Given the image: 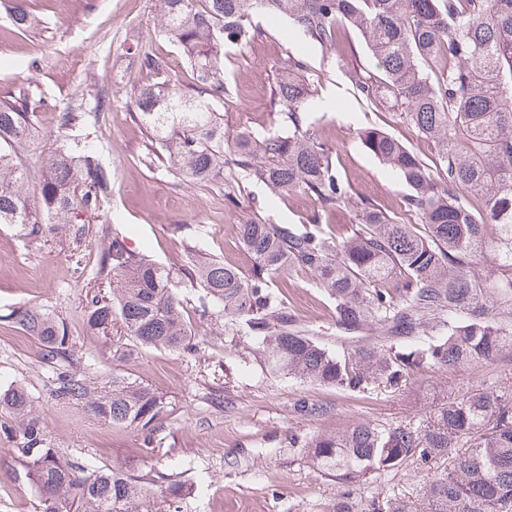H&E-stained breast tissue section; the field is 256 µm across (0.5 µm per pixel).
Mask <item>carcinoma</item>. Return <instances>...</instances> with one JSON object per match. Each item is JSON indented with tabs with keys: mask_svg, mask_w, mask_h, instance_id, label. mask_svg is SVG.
Returning a JSON list of instances; mask_svg holds the SVG:
<instances>
[{
	"mask_svg": "<svg viewBox=\"0 0 512 512\" xmlns=\"http://www.w3.org/2000/svg\"><path fill=\"white\" fill-rule=\"evenodd\" d=\"M27 0L3 8L18 31L40 26ZM157 37L176 45L191 75L180 84L167 56L149 43L132 55L137 76L125 90L128 110L156 151L189 183L220 186L239 206L246 187L263 184L271 198L309 197L306 224H273L253 199L235 225L254 259L250 274L217 260L186 255L184 276L109 234L107 205L114 175L89 143L73 139L90 114L55 113L63 143L43 157L44 174L30 191L27 152L39 139L47 101L28 84L0 98V224L48 239L81 243L90 220L105 243L92 279L113 292L87 300L85 320L96 333L118 324L136 344L195 349L183 318V292L200 285V316L214 311L245 320L266 369L302 382L363 391L396 386L414 370L512 359V0H156ZM259 15L288 21L306 42L336 52L360 100L389 104L399 119L437 146L432 162L380 128L361 133L364 147L407 187L404 223L366 200L350 234H333L329 213L350 186L340 177L314 112L318 69L288 53L274 87L272 129L224 130V54L264 35ZM362 37L370 60L356 59L347 32ZM309 274L334 302L336 326L360 328L372 318L392 334L423 327L420 345H367L332 353L292 328L270 284ZM41 345L51 368V398L87 410L142 438L145 458H158L169 397L129 376L112 374L99 387L72 369L65 319L30 306L1 316ZM0 433L42 498L43 512H184L203 486L179 474L132 475L89 454L55 447L35 399L20 381L0 386ZM307 457L347 488L326 512H356L349 487L381 472L441 463L426 487L424 512H512V377L495 388H471L428 410L422 424H358L309 440Z\"/></svg>",
	"mask_w": 512,
	"mask_h": 512,
	"instance_id": "cac0c4a2",
	"label": "carcinoma"
}]
</instances>
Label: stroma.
<instances>
[{
	"label": "stroma",
	"mask_w": 512,
	"mask_h": 512,
	"mask_svg": "<svg viewBox=\"0 0 512 512\" xmlns=\"http://www.w3.org/2000/svg\"><path fill=\"white\" fill-rule=\"evenodd\" d=\"M28 5L42 20L41 29L16 31L0 9V95L25 83L53 109L91 112L98 93H109L113 108L86 132L102 144L101 160L115 175L111 222L129 246L176 269L191 245L204 257L250 272L253 260L234 230L241 210L228 209L217 190L181 182L169 173L166 160L154 159L150 141L125 104V85L136 72L130 46L151 40L171 59L180 57L176 47L154 38L150 19L155 0H29ZM261 24L266 36L231 50L224 59L229 94L220 110L230 131L263 126L286 53L296 47V34L286 21L265 18ZM313 59L321 65L316 98L320 132L352 187L351 201L333 218L346 230L354 202L369 199L393 211L406 192L398 174L363 147L360 129H386L427 159L434 157L435 147L391 112L357 99L338 58L317 52ZM98 230V224H91L85 240L75 245L63 236L25 238L14 226L0 224V316L26 306L61 314L69 321L77 368L92 382L123 373L173 400L162 470L204 485L185 512H324L339 487L335 478L312 468L301 442L358 423H419L438 401L471 387L498 385L512 371V363L502 360L450 371L422 370L396 390L375 386L353 392L304 383L265 369L243 321L217 314L200 318L195 288L188 289L183 311L196 330L194 351L146 348L128 361L114 358L112 343L83 325L86 296L97 286L76 271L77 265L95 264L101 248ZM271 289L295 315L298 329L330 350L391 341L378 324L356 332L339 329L332 301L309 277L278 278ZM14 380L28 386L56 446L135 475L144 473L138 433L102 425L80 408L56 406L39 342L0 319V383ZM435 470L428 464L373 476L357 493L361 512H368L380 496L405 512H421ZM0 512H42L36 488L1 435Z\"/></svg>",
	"instance_id": "35a3bbf8"
}]
</instances>
